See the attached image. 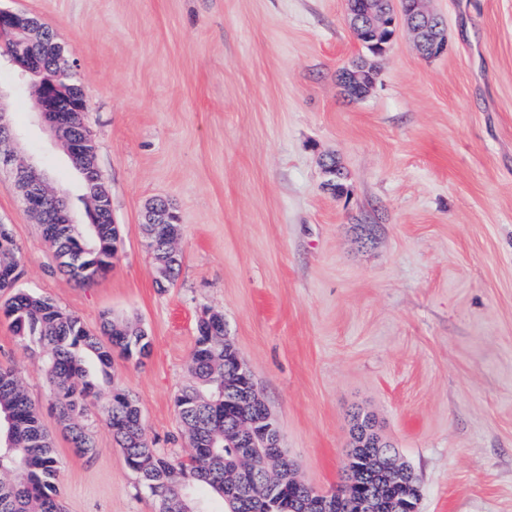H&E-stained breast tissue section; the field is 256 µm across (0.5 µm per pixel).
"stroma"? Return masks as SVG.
Returning <instances> with one entry per match:
<instances>
[{"instance_id":"1","label":"stroma","mask_w":512,"mask_h":512,"mask_svg":"<svg viewBox=\"0 0 512 512\" xmlns=\"http://www.w3.org/2000/svg\"><path fill=\"white\" fill-rule=\"evenodd\" d=\"M74 51L86 124L123 246L88 286L62 272L0 171V224L23 258L17 285L98 331L135 320L152 350L113 353V389L137 400L154 448L186 459L174 404L194 384L195 327L224 316L307 485L343 481L352 415H372L412 469L419 512H512V0H428L447 54L400 29L372 57L345 0H0ZM370 58L375 86L338 72ZM0 102L20 154L90 221L78 174L0 56ZM335 157L348 193L323 190ZM169 200L180 273L156 283L142 224ZM21 377L61 463L63 512H158L111 431L72 449L39 349L0 317V367Z\"/></svg>"}]
</instances>
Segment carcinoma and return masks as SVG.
Returning a JSON list of instances; mask_svg holds the SVG:
<instances>
[{"instance_id":"cac0c4a2","label":"carcinoma","mask_w":512,"mask_h":512,"mask_svg":"<svg viewBox=\"0 0 512 512\" xmlns=\"http://www.w3.org/2000/svg\"><path fill=\"white\" fill-rule=\"evenodd\" d=\"M45 239L60 266L81 285L96 281L94 259H112L119 250L118 229L110 224H49ZM0 239V291L10 293L4 314L21 346L46 353L53 387V407L66 423L79 455L96 451L89 429L91 407L99 389L89 362L102 371L112 364V349L137 356L136 344L146 348L149 336H122L112 317L103 315V336L81 319L64 312L52 300L16 287L20 251L4 231ZM192 369L199 383L212 389L205 396L194 387L175 398L179 418L187 431L192 461H174L152 447L136 400L128 393L109 400L98 415L125 452L129 467L141 485L159 500L176 504L189 496L190 507L211 512L207 503L220 502L218 512H233L238 499H224V325H202L192 350ZM0 512H62L58 472L60 461L47 438L37 409L24 392L17 373L0 368Z\"/></svg>"}]
</instances>
